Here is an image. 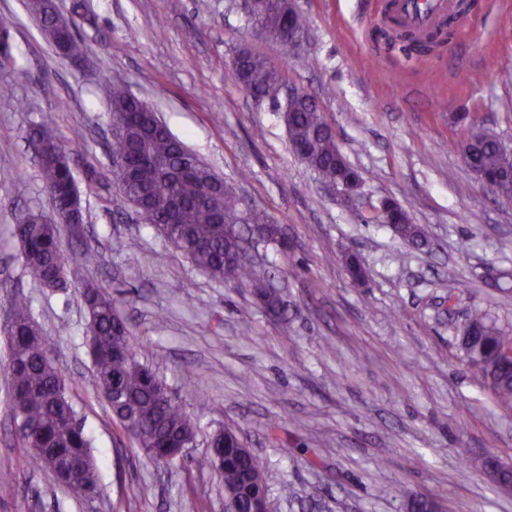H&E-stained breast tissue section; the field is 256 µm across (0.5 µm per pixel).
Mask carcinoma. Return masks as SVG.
<instances>
[{"instance_id":"obj_1","label":"carcinoma","mask_w":512,"mask_h":512,"mask_svg":"<svg viewBox=\"0 0 512 512\" xmlns=\"http://www.w3.org/2000/svg\"><path fill=\"white\" fill-rule=\"evenodd\" d=\"M27 7L49 32L48 39L64 56H81L83 43L71 28L55 25L54 0H27ZM251 23L264 24V35L283 42L288 23L308 26L307 19L273 0H255ZM397 37L429 49L434 35L403 29ZM238 81L260 94L283 86L280 72L253 52L242 57L235 67ZM112 135L111 153L120 154L124 163L112 167V182L131 205L147 208L149 223L160 235L211 278L233 279L250 286L262 281L252 265L242 262L227 268L225 261L245 250L247 238L238 224L252 226L265 243L285 245L280 225L267 214L252 210L240 216L230 190L206 163L173 135L146 103L124 85L109 90ZM460 148L469 166L488 171L504 169L509 159L496 139L479 132ZM288 139L306 145L300 155L325 183L360 177L359 170L339 151L330 127L319 110L297 97L288 112ZM38 144V167L44 191L54 210L68 213L82 206L74 196L76 181L70 159L57 137L43 125L27 137ZM395 233L415 248L426 245L425 229L412 221L405 209L397 212ZM21 243L20 258L25 269L52 291L69 287L67 267L91 259L92 252L69 254L63 248L61 225L51 223L42 212L30 211L14 225ZM88 312V338L102 341L103 349L93 356L96 388L101 392L112 417L123 431L152 461L172 465L181 459L174 454L179 446L190 447L197 435V421L174 397L166 396V385L139 360L132 334L119 309V300L99 285H82ZM8 329L4 330L9 350L8 373L11 380L10 409L15 420L26 422L30 431L21 434L28 448H41L30 460L47 469L71 490L85 493L99 490L97 464L91 439L82 418L67 396L65 379L59 372L52 346L43 328L33 317L28 300L16 296L8 308ZM461 351L466 363L476 369L492 388L500 405L512 411V360L502 350L512 345V336L497 327L486 312L473 311L464 325ZM213 438L211 447L199 461L202 467L218 471L224 478V496L237 512H251L254 504L268 497L267 476L258 458L243 447V439L233 426L224 427Z\"/></svg>"}]
</instances>
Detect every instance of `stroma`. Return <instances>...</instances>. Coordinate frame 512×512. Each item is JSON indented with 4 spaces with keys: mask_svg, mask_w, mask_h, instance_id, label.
Segmentation results:
<instances>
[{
    "mask_svg": "<svg viewBox=\"0 0 512 512\" xmlns=\"http://www.w3.org/2000/svg\"><path fill=\"white\" fill-rule=\"evenodd\" d=\"M82 61L61 56L27 0L14 18L0 82V307L31 302L53 340L70 400L93 440L101 491L86 499L49 472L17 469L28 454L10 410L0 335V512H224V480L194 457L235 426L269 477L272 512H405L400 488L443 512H512L484 472L512 463V413L462 360L458 327L478 308L512 333V205L475 178L460 151L468 118L512 147V0L469 4L444 51L416 57L382 36L387 0H293L309 19L301 45L267 40L240 0H84ZM279 70L285 89L315 99L361 173L367 200L398 201L429 245L408 249L365 209L344 202L293 154L280 112L240 86L241 46ZM125 84L232 190L240 210L281 224L288 250L259 243L257 268L281 293L282 320L251 288L219 282L141 223L112 183L109 83ZM49 126L68 151L85 212L83 245L64 292L24 268L13 227L51 213L26 147ZM83 139H76V132ZM355 253L364 281L341 261ZM121 302L139 359L198 418L188 462L151 461L97 392L81 285Z\"/></svg>",
    "mask_w": 512,
    "mask_h": 512,
    "instance_id": "1",
    "label": "stroma"
}]
</instances>
